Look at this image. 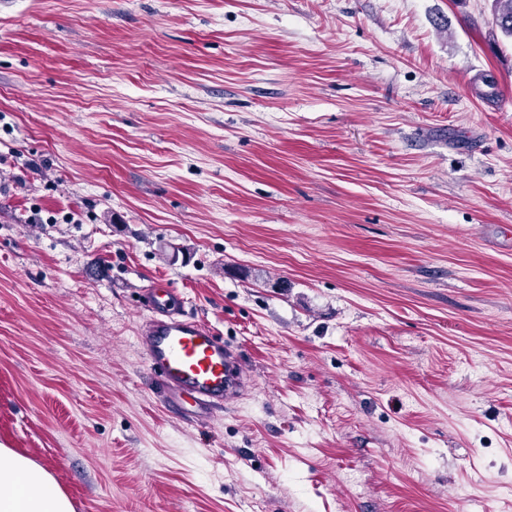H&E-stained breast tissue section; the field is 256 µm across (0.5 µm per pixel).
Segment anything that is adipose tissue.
Masks as SVG:
<instances>
[{
    "label": "adipose tissue",
    "mask_w": 512,
    "mask_h": 512,
    "mask_svg": "<svg viewBox=\"0 0 512 512\" xmlns=\"http://www.w3.org/2000/svg\"><path fill=\"white\" fill-rule=\"evenodd\" d=\"M0 512H73V506L49 469L0 446Z\"/></svg>",
    "instance_id": "1"
}]
</instances>
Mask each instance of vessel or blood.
<instances>
[{"label": "vessel or blood", "mask_w": 512, "mask_h": 512, "mask_svg": "<svg viewBox=\"0 0 512 512\" xmlns=\"http://www.w3.org/2000/svg\"><path fill=\"white\" fill-rule=\"evenodd\" d=\"M149 300L154 316L139 338L147 367L180 420L205 421L242 374L230 364L223 339L180 314L168 288L155 286Z\"/></svg>", "instance_id": "obj_1"}]
</instances>
